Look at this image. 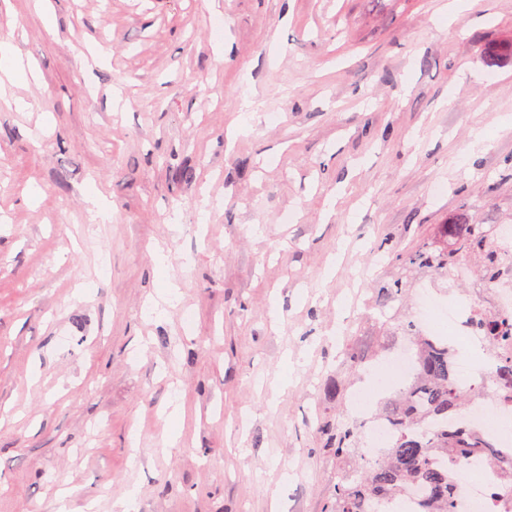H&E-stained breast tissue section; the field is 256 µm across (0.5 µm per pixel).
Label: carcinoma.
<instances>
[{
	"instance_id": "carcinoma-1",
	"label": "carcinoma",
	"mask_w": 512,
	"mask_h": 512,
	"mask_svg": "<svg viewBox=\"0 0 512 512\" xmlns=\"http://www.w3.org/2000/svg\"><path fill=\"white\" fill-rule=\"evenodd\" d=\"M501 225L470 224L461 216L438 225L436 239L413 254L400 258L404 269H429L446 272L465 260L474 267L479 279L490 285L505 265H512V250L499 243ZM482 326L492 339L501 338L512 328V321L498 312L484 313ZM413 331L417 348L418 374L414 382L381 403L377 413L394 430L391 445L377 450L379 458L367 459L361 444L362 427L340 419L323 422L324 447L334 450L336 461L357 457L364 463L354 467L355 478L344 479L334 487L325 512H385L382 504L403 487L416 485L431 498L428 512H454V488L448 467L437 460H454L470 448L486 444L469 436L462 424L468 401L456 384L455 369L448 346ZM492 380L507 397L512 396V357L500 360ZM456 428L435 431L431 425L448 421Z\"/></svg>"
}]
</instances>
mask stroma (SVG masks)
<instances>
[{"label": "stroma", "mask_w": 512, "mask_h": 512, "mask_svg": "<svg viewBox=\"0 0 512 512\" xmlns=\"http://www.w3.org/2000/svg\"><path fill=\"white\" fill-rule=\"evenodd\" d=\"M449 2L0 0V512H324V382L470 289L392 255L512 226V0Z\"/></svg>", "instance_id": "1"}]
</instances>
